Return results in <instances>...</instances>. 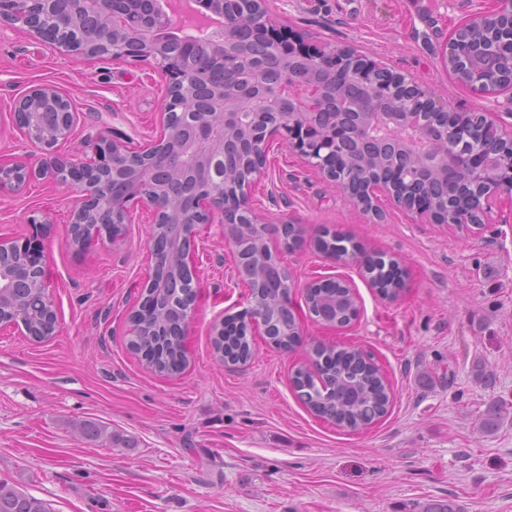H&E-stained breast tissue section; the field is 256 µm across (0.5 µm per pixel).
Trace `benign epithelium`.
Returning <instances> with one entry per match:
<instances>
[{
    "label": "benign epithelium",
    "instance_id": "7a95c632",
    "mask_svg": "<svg viewBox=\"0 0 512 512\" xmlns=\"http://www.w3.org/2000/svg\"><path fill=\"white\" fill-rule=\"evenodd\" d=\"M19 2L0 0L1 26L22 29L77 60L125 62L123 39L135 37L139 40L137 61L160 66L167 86L159 132L145 147L134 150L125 139L103 133L84 145L85 158L77 160L56 152L58 143L70 137L75 121L66 96L51 85H38L13 101V120L42 151V160L37 167L24 161L0 163V192L17 193L34 177L73 187L76 199L70 236L78 241V251L103 235L114 245L121 242L124 235L117 233L116 227L131 207L140 204L152 215V231L163 224L178 228L170 236L171 261L185 286L188 279H196L198 225H224L225 238L233 246L247 225L261 226L250 195L253 184L265 173L270 141L282 140L333 183L326 160L349 142L364 147L377 121L396 103L400 110L387 119L389 125L411 130L425 143V149L417 150L401 141L402 164L446 179L450 193L464 191V217L450 221L448 203L426 199L421 190L401 194L367 174L359 184V196L345 191L351 204L362 209L361 200H371L385 191L400 206L435 224L479 230L485 225L492 198L512 199V126L500 125L488 112H460L401 73L390 72L389 84L378 81L376 74L384 65L353 50L311 48L275 32L265 0H248L249 10L243 17L227 7L229 0H214L208 11H187L181 0H163L148 21L132 10L118 11V5L128 0H28L31 6H41V19L31 22L22 21ZM52 14L64 27L76 28L88 18L95 25L68 41L49 33L43 25L42 17ZM176 16L182 24L190 23L199 30L216 19L224 28L223 38L212 46L232 81L202 100L194 96L191 83L195 41H178L177 54L164 58ZM272 63L282 64L286 70L278 83L268 85L262 74ZM505 63L512 69V0H499L496 9L472 14L454 29L442 54V64L454 83L481 98L506 95L512 99V72L504 71ZM349 85L363 90L357 104L343 91L329 102L330 89ZM247 101L262 103V109L252 113L248 131L249 174L236 195L227 198L221 166L224 140L238 130L239 105ZM475 125L493 130L507 150L468 149L460 144L457 132ZM172 157V171L194 183L178 200L168 198L155 183L158 168L168 165ZM47 229V223L34 220L27 236L0 238V272L12 269L27 274L30 287L43 291V309L54 312L45 276L43 240ZM236 268L238 274L257 282L249 307L239 317L248 330H265L261 289L272 284L240 263Z\"/></svg>",
    "mask_w": 512,
    "mask_h": 512
}]
</instances>
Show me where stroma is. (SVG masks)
Instances as JSON below:
<instances>
[{
  "instance_id": "obj_1",
  "label": "stroma",
  "mask_w": 512,
  "mask_h": 512,
  "mask_svg": "<svg viewBox=\"0 0 512 512\" xmlns=\"http://www.w3.org/2000/svg\"><path fill=\"white\" fill-rule=\"evenodd\" d=\"M495 0H266L273 25L306 44L350 47L409 73L436 96L512 122L505 97L477 98L441 63L449 33ZM50 84L76 115L61 154L80 156L104 131L152 139L165 93L152 64L80 62L20 30H0V160L38 161L13 122L14 98ZM72 192L36 180L0 195V237L49 219L47 279L58 323L36 342L0 327V482L53 512H413L431 499L455 512H512V202L495 199L479 233L433 224L379 194L363 212L286 146L272 145L252 197L263 222H294L303 245L269 244L290 275L300 340L290 350L253 334V357L228 367L210 325L248 305L249 288L219 224L200 225L197 300L180 374L152 371L130 349L129 317L152 272L150 214L134 208L119 244L68 242ZM340 231L363 252L397 261V300L369 288L360 259L332 262L314 245ZM338 276L360 314L344 328L313 320L305 287ZM370 355L394 393L386 416L344 430L312 414L289 377L317 343ZM490 382H483V375ZM494 430L480 422L493 408ZM101 425L82 437L74 422Z\"/></svg>"
}]
</instances>
